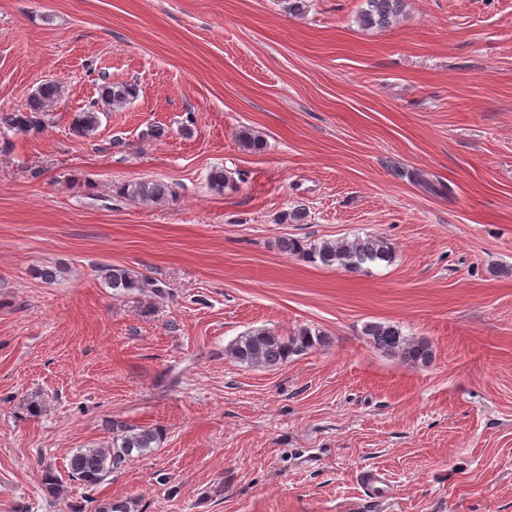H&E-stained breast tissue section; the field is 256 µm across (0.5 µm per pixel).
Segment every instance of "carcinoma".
Listing matches in <instances>:
<instances>
[{
	"mask_svg": "<svg viewBox=\"0 0 512 512\" xmlns=\"http://www.w3.org/2000/svg\"><path fill=\"white\" fill-rule=\"evenodd\" d=\"M366 8L359 14L364 26L387 27L401 14L404 0H365ZM59 94L58 83L52 80L41 84L28 98L26 104L13 112L0 113V126L17 132H29L43 124ZM136 94L132 84H108L103 86L101 101L120 104ZM99 101V102H101ZM94 101L77 114L75 130L81 135L93 134L101 124L104 113ZM171 186L162 181H140L120 187L119 196L140 202H159L171 195ZM280 248L290 254H298L313 263L325 267H341L347 271H358L366 264L390 263L394 258L393 247L383 237L367 235L320 243L304 244L293 238L280 241ZM105 284L112 288L113 295L123 297L149 286V281L138 273L120 266L102 269ZM368 343L376 350L398 357L405 363L418 367L433 361L430 343L416 336H407L392 323L369 322L362 330ZM329 344V337L321 332L303 328L288 336L267 329L250 331L230 345L228 351L239 364L247 367L274 368L286 363L294 355H301L317 346ZM159 431L149 427L135 429L124 426L112 437L106 448H80L69 459V477L86 488L103 484L112 473L125 467L133 454H141L156 447Z\"/></svg>",
	"mask_w": 512,
	"mask_h": 512,
	"instance_id": "carcinoma-1",
	"label": "carcinoma"
}]
</instances>
